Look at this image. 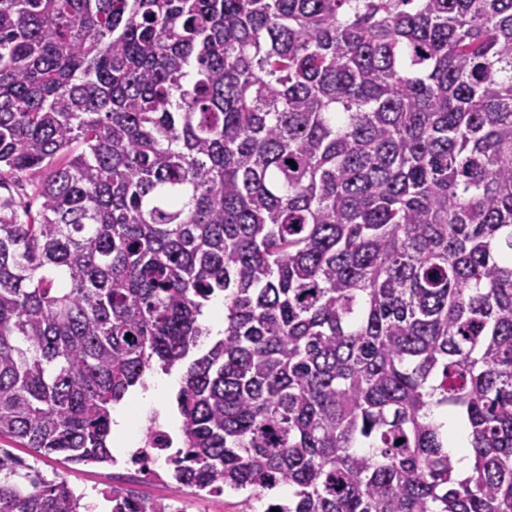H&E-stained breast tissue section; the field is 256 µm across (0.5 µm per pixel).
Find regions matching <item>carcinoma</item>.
Listing matches in <instances>:
<instances>
[{
	"mask_svg": "<svg viewBox=\"0 0 512 512\" xmlns=\"http://www.w3.org/2000/svg\"><path fill=\"white\" fill-rule=\"evenodd\" d=\"M8 181L0 437L109 464L182 365L183 486L512 512V0H0ZM81 499L0 448V512Z\"/></svg>",
	"mask_w": 512,
	"mask_h": 512,
	"instance_id": "cac0c4a2",
	"label": "carcinoma"
}]
</instances>
